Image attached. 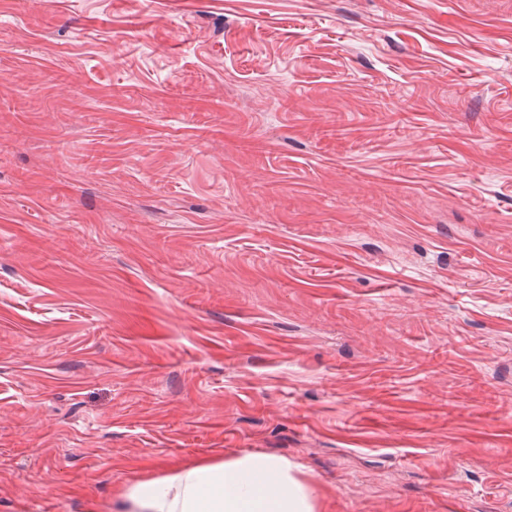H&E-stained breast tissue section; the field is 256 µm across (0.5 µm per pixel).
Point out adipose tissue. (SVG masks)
I'll return each mask as SVG.
<instances>
[{
	"mask_svg": "<svg viewBox=\"0 0 512 512\" xmlns=\"http://www.w3.org/2000/svg\"><path fill=\"white\" fill-rule=\"evenodd\" d=\"M126 512H314L287 461L263 454L198 464L127 487Z\"/></svg>",
	"mask_w": 512,
	"mask_h": 512,
	"instance_id": "adipose-tissue-1",
	"label": "adipose tissue"
}]
</instances>
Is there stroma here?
<instances>
[{"label": "stroma", "mask_w": 512, "mask_h": 512, "mask_svg": "<svg viewBox=\"0 0 512 512\" xmlns=\"http://www.w3.org/2000/svg\"><path fill=\"white\" fill-rule=\"evenodd\" d=\"M249 453L512 512V0H0V512Z\"/></svg>", "instance_id": "1"}]
</instances>
